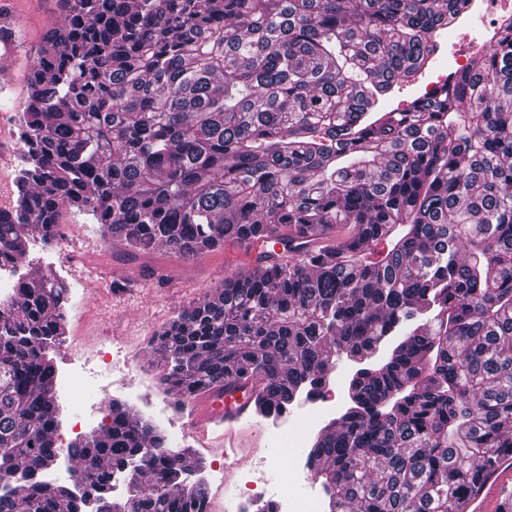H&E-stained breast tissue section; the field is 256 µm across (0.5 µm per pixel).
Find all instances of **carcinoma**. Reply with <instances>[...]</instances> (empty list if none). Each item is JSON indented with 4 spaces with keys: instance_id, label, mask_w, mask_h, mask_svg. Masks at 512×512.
Wrapping results in <instances>:
<instances>
[{
    "instance_id": "obj_1",
    "label": "carcinoma",
    "mask_w": 512,
    "mask_h": 512,
    "mask_svg": "<svg viewBox=\"0 0 512 512\" xmlns=\"http://www.w3.org/2000/svg\"><path fill=\"white\" fill-rule=\"evenodd\" d=\"M26 74L16 195L0 258L86 212L135 250L348 230L335 248L224 278L158 336L165 384L240 381L269 417L320 395L331 354L349 406L308 455L328 512H459L512 453V14L496 45L392 108L466 0H58ZM67 288L0 300V512H204L182 456L118 401L62 449L50 392ZM83 480L33 484L60 453Z\"/></svg>"
}]
</instances>
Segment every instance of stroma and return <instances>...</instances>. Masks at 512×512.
<instances>
[{"label": "stroma", "instance_id": "obj_1", "mask_svg": "<svg viewBox=\"0 0 512 512\" xmlns=\"http://www.w3.org/2000/svg\"><path fill=\"white\" fill-rule=\"evenodd\" d=\"M10 23L22 38L0 49V209L12 207L21 143L18 116L26 106L25 74L43 43L47 27L60 22L57 0H6ZM235 243L204 255L180 257L166 248L138 252L118 238H103L92 215L63 213L59 231L50 241L41 232L31 237L29 252L18 260L21 275H56L68 287L65 304L67 331L58 347L49 350L56 367L55 401L58 405L59 445L99 431L112 402L126 404L150 421L178 450L204 448L206 465L195 467V478L206 488L213 512L225 501H238L245 512L277 500L280 477L300 475L304 486L323 495L312 482L308 451L283 447L272 417L248 415L236 429L232 442L238 465L233 473L219 475L224 450V429L208 424L198 431L193 409L172 411L175 392L162 382L165 359L158 336L178 312L196 300L217 294L225 277L247 269ZM352 365L336 360L325 396L302 398L288 408L289 426L304 430L307 441L343 409V384ZM93 387L95 409L84 412L70 390L74 372Z\"/></svg>", "mask_w": 512, "mask_h": 512}]
</instances>
